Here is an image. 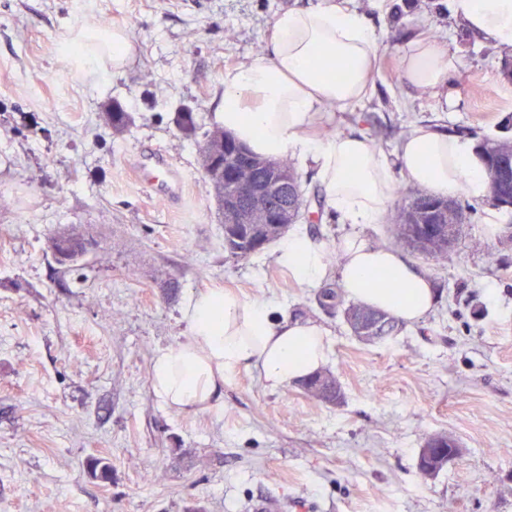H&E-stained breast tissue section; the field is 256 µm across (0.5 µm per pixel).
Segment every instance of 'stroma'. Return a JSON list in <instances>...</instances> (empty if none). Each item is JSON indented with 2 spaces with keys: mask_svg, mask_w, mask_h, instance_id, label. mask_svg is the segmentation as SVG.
Instances as JSON below:
<instances>
[{
  "mask_svg": "<svg viewBox=\"0 0 512 512\" xmlns=\"http://www.w3.org/2000/svg\"><path fill=\"white\" fill-rule=\"evenodd\" d=\"M293 3L0 0V512H250L267 497L287 512H512L511 213L476 201L448 255L407 253L437 302L378 343L358 340L342 310L319 307L318 288L277 262L279 243L224 257L213 188L174 117L191 109L210 130L225 70L263 55L276 12ZM90 16L102 27L88 29ZM369 18L386 47L374 93L337 113L334 130L371 134L391 155L415 123L477 140L512 119L501 74L512 52L467 32L448 0H386ZM116 28L132 44L118 74L98 47ZM420 35L462 61L447 98L400 80ZM115 106L132 116L120 132L106 121ZM150 149L179 172L177 203L136 181ZM296 168L311 201L302 228L338 252L352 228L323 204L312 167ZM71 227L93 228L100 246L66 269L49 245ZM206 288L275 298L329 329L325 370L340 402L242 372L217 408L163 407L152 358L185 340L181 309ZM437 435L460 458L425 479L418 456ZM90 458L111 463V483L87 477Z\"/></svg>",
  "mask_w": 512,
  "mask_h": 512,
  "instance_id": "stroma-1",
  "label": "stroma"
}]
</instances>
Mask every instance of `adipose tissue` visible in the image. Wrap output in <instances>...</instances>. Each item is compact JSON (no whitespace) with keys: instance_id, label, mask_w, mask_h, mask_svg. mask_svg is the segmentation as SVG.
<instances>
[{"instance_id":"1","label":"adipose tissue","mask_w":512,"mask_h":512,"mask_svg":"<svg viewBox=\"0 0 512 512\" xmlns=\"http://www.w3.org/2000/svg\"><path fill=\"white\" fill-rule=\"evenodd\" d=\"M450 12L480 40L512 50V0H450ZM382 48L365 12L351 0L285 9L274 17L265 54L225 72L224 109L213 123L261 157L296 155L311 162L328 207L346 224L377 223L400 176L441 198L489 197L477 149L462 136L416 125L391 158L365 135H323L336 113L369 97ZM459 68L449 48L416 38L402 60L400 80L444 96ZM278 260L305 286L336 280L349 300L411 324L436 303L423 271L357 234L345 238L333 265L321 245L301 232L289 237ZM378 273L389 275L391 287H374ZM181 315L187 339L158 350L150 372L155 397L180 412L212 409L225 382L241 371L258 372L276 389L328 361V329L289 319L277 301L249 303L237 293L207 288L186 301Z\"/></svg>"}]
</instances>
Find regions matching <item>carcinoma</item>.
Wrapping results in <instances>:
<instances>
[{
    "label": "carcinoma",
    "mask_w": 512,
    "mask_h": 512,
    "mask_svg": "<svg viewBox=\"0 0 512 512\" xmlns=\"http://www.w3.org/2000/svg\"><path fill=\"white\" fill-rule=\"evenodd\" d=\"M176 125L184 138L196 140L201 126L192 112L177 117ZM512 126L502 127V134L485 136L479 141V154L484 161L490 182H495L497 157L511 151L512 136L508 132ZM288 169V181L277 196L273 207L288 206L286 224H226L224 225V258L244 260L262 251L266 245L283 237L303 215L304 189L292 163L288 160H268L253 153L247 157H237L228 165L229 174L237 181L261 180L269 169ZM465 223V209L461 203L448 207V200L418 193L402 205L395 223L389 225L391 237L425 257H438L448 254V249L456 240L460 225ZM94 241L86 228H71L58 233L52 239V248L56 260L63 266L74 265V258L85 253L86 244ZM320 382L323 392L317 398L328 403L339 398L336 378L327 372H318L302 381V386ZM90 479L112 482V464L104 459L95 458L86 465Z\"/></svg>",
    "instance_id": "1"
}]
</instances>
